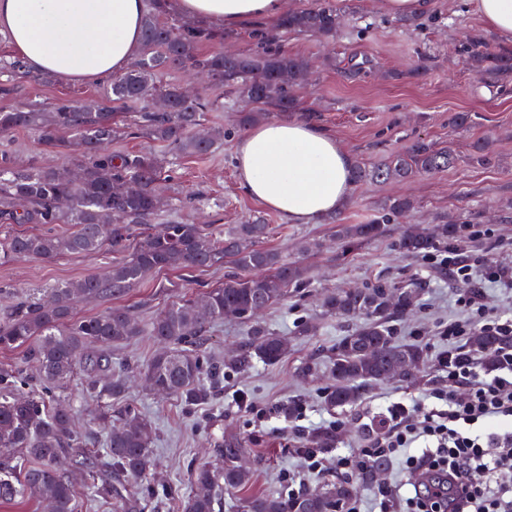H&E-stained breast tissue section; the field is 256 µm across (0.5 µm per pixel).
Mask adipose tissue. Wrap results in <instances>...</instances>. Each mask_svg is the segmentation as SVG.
I'll return each instance as SVG.
<instances>
[{
	"label": "adipose tissue",
	"instance_id": "obj_1",
	"mask_svg": "<svg viewBox=\"0 0 512 512\" xmlns=\"http://www.w3.org/2000/svg\"><path fill=\"white\" fill-rule=\"evenodd\" d=\"M173 7L221 28L277 19L285 0H173ZM143 16V0H0V33L30 72L99 81L130 65ZM234 158L246 192L294 224L340 211L351 195L349 153L310 123L255 126L237 140Z\"/></svg>",
	"mask_w": 512,
	"mask_h": 512
}]
</instances>
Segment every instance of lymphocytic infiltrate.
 <instances>
[{"mask_svg": "<svg viewBox=\"0 0 512 512\" xmlns=\"http://www.w3.org/2000/svg\"><path fill=\"white\" fill-rule=\"evenodd\" d=\"M456 280L481 278L512 288V266L479 253L448 248ZM460 313L448 321V348L440 363L448 385L432 389L431 404L389 405L354 458L337 469L400 461L425 478V492L407 498L408 512H512V348L500 353L492 377L461 355L465 336L480 330L512 339V317L498 313L480 294L459 297Z\"/></svg>", "mask_w": 512, "mask_h": 512, "instance_id": "lymphocytic-infiltrate-1", "label": "lymphocytic infiltrate"}]
</instances>
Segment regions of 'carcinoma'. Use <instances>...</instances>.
Instances as JSON below:
<instances>
[{
    "mask_svg": "<svg viewBox=\"0 0 512 512\" xmlns=\"http://www.w3.org/2000/svg\"><path fill=\"white\" fill-rule=\"evenodd\" d=\"M338 2L307 0L280 18L278 32L332 38L340 23ZM167 4L168 0H149L140 53L99 98L58 101L47 112L31 106L0 112L1 137L28 128L44 145H68L79 155L76 172L66 175L55 167L20 169L11 156L0 153V220L72 226L71 232L62 235L48 229L6 237L0 242V258L50 261L63 254L97 252L106 245L124 254L103 276L52 288L46 301H17L0 321V348H25L37 370V377L29 379L0 368V493L36 495L49 503L51 512H75L76 487L64 465L81 469L92 461L81 448V434L74 428L70 411L46 405L45 397L66 385L80 367L86 372V390L93 396L110 399L124 393V376L112 373V350L143 332L124 306L75 320L74 303L121 297L153 272L231 264L236 272L223 285L210 289L203 302L177 301L149 324L150 336L163 350L146 371L147 383L157 394L189 404L208 400L211 391L202 383L206 366L200 337L226 317L250 325L252 341L240 354L239 365H248L255 357L273 364L288 352L286 340L251 324L256 303L269 307L285 300L290 289L303 285L305 275L303 267L263 246L269 225L255 216L222 234L179 222L138 232L136 226L152 223L160 209L164 158L149 148L112 152L108 145L136 134L129 125L115 122L113 104L135 112L146 136L178 155L203 156L234 138L235 130L222 127L195 133L213 101L207 96L189 98L182 85L164 82L166 70L203 73L216 88L233 87L241 98L263 105L258 112L241 113L239 126L248 128L296 111L294 87L308 62L280 49L254 54L204 52L202 42L212 39L213 31L194 21H162ZM462 52L480 76L512 73V54L490 52L483 42L473 39ZM160 101L167 109L156 108ZM454 158L451 146L437 148L417 140L380 164H352V179L403 182L446 168ZM411 209L410 198L392 197L369 223L340 224L336 235L353 248L383 236L386 225ZM460 231L457 224H443L436 236L426 231L404 233L396 246L405 254L425 257L444 248ZM418 288V284L395 286L380 279L365 288L326 295V312L359 322L333 348L330 372L334 384L325 393L328 404L354 405L372 383L398 374L415 379L427 354L419 345L398 339L391 322L412 309ZM508 345L502 336L475 332L469 351L492 367L498 349ZM150 437V424L130 410L125 411L122 425L109 429L105 455L97 462L103 496H112V479L137 478L146 472ZM220 453L222 470L199 468L191 473L195 492L187 512H216L224 495L250 483V472L238 462L241 445L228 441ZM356 493L357 485L345 480L291 497L254 496L245 508L246 512H342Z\"/></svg>",
    "mask_w": 512,
    "mask_h": 512,
    "instance_id": "carcinoma-1",
    "label": "carcinoma"
}]
</instances>
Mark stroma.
<instances>
[{
    "instance_id": "1",
    "label": "stroma",
    "mask_w": 512,
    "mask_h": 512,
    "mask_svg": "<svg viewBox=\"0 0 512 512\" xmlns=\"http://www.w3.org/2000/svg\"><path fill=\"white\" fill-rule=\"evenodd\" d=\"M340 5L342 24L334 40L291 34L278 41L288 52L314 62L297 92L296 120L328 131L352 158L368 164L405 151L419 138L439 148L453 146L456 159L448 168L404 183H353L351 197L333 225L288 223L250 197L237 176L233 142L200 157L176 160L174 194L180 203L164 206L158 223L182 219L221 231L248 216L262 217L271 228L267 247L277 249L286 261L307 265L309 280L257 317L266 332L289 341L288 355L277 364L256 360L238 366L236 357L251 339L247 326L230 319L211 326L204 355L208 364L218 367L219 380L207 403L190 406L176 397L156 395L146 386L142 374L160 350L147 335L134 337L112 353L113 366L130 372L122 397H91L80 373L56 393V400L71 408L78 431L86 436L84 452L93 459L105 451L100 418L113 421L131 408L151 421V467L143 476L126 480L122 490L139 502L141 512H186L193 493L191 472L204 465L222 466L219 448L232 437L242 443L254 476L247 487L225 498L223 512H243L244 500L254 495H283L292 487L304 492L336 481L338 457L357 451L364 426L373 416L393 401H426L435 386L447 384L439 356L448 342L441 331L457 313L460 294L478 290L499 313L512 315V288L477 279L459 283L432 257H405L395 249L400 233L432 229L451 217L481 241L512 238V74L480 77L455 52L456 46L472 39L484 41L495 51L502 50V43L486 29L473 0H435L432 11L416 19L387 14L378 0H340ZM274 29L272 23L251 20L225 30L223 41L211 42L210 47L253 53L260 33ZM352 57L363 64L356 75L348 70ZM4 82L11 91L0 93V109L44 108L61 98L77 102L101 90L94 82L44 83L0 72V84ZM461 113L470 120L459 126L454 118ZM481 139L493 142L491 164L471 159L473 145ZM0 150L11 151L23 168L67 164L64 148L42 145L28 130L0 137ZM399 193L409 195L415 208L407 218L389 225L384 237L350 249L337 240V224L366 223L387 198ZM116 259L106 249L51 261L0 260V288L32 297L65 282L99 275ZM227 273L224 267L163 272L130 289L120 300L78 302L73 316H95L117 303L146 325L171 303L184 297L201 298L220 286ZM378 279L422 282L413 312L396 321L394 328L399 339L426 348L430 363L417 383L378 382L369 387L359 405L329 406L324 392L331 383L330 352L354 324L325 314L321 298L331 291L363 288ZM288 404L295 407L289 417L282 412ZM258 409L265 411L264 421L256 420ZM332 428L339 434L338 443L318 451L324 470H308L303 457L308 442ZM417 479V473L394 464L363 483L356 500L362 512H379L378 483L406 492Z\"/></svg>"
}]
</instances>
